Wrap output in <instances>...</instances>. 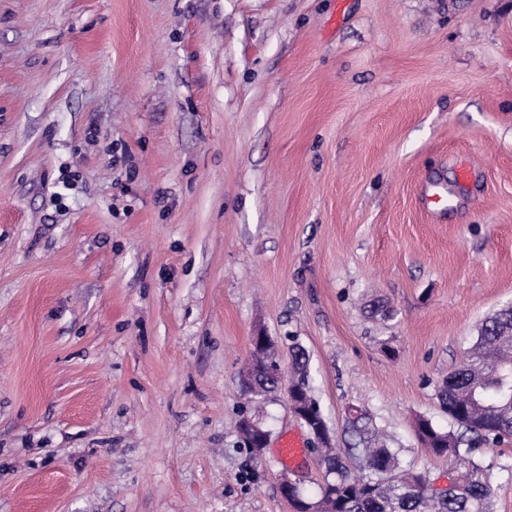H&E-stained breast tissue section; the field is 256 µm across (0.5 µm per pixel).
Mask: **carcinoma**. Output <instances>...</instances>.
<instances>
[{
  "instance_id": "carcinoma-1",
  "label": "carcinoma",
  "mask_w": 512,
  "mask_h": 512,
  "mask_svg": "<svg viewBox=\"0 0 512 512\" xmlns=\"http://www.w3.org/2000/svg\"><path fill=\"white\" fill-rule=\"evenodd\" d=\"M291 380L312 413L308 430L319 439L317 427L326 423L310 393L308 358L298 344L289 346ZM277 358L276 351L251 354L254 382L250 400L259 401L278 389L260 367ZM440 407L453 423L444 431L431 420L417 423L416 437L435 456L450 455L465 468L443 492L430 490L432 481L400 465L385 433L370 425L369 414L355 409L350 418L351 440L345 452L318 443L327 478L313 501L296 495L305 512H491L492 466L479 447L512 437V307L502 308L477 327L463 364L448 374L438 391Z\"/></svg>"
}]
</instances>
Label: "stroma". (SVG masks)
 Returning <instances> with one entry per match:
<instances>
[{
  "label": "stroma",
  "mask_w": 512,
  "mask_h": 512,
  "mask_svg": "<svg viewBox=\"0 0 512 512\" xmlns=\"http://www.w3.org/2000/svg\"><path fill=\"white\" fill-rule=\"evenodd\" d=\"M510 305L512 0H0V512H294L260 331L447 485L414 421ZM276 351H267L264 350L260 352L259 354L251 353V363L250 366L253 368L254 373V382H253V389L252 394L249 389H247L251 397L249 398V401H259L262 399H265V397L278 389V386L281 387L288 382V375L282 366L281 362L278 360L271 361L269 363H266L264 365V371L267 376L270 378L276 380L273 381L272 379L268 378L261 370L260 367L263 365V363L267 360H274L277 359Z\"/></svg>",
  "instance_id": "stroma-1"
}]
</instances>
